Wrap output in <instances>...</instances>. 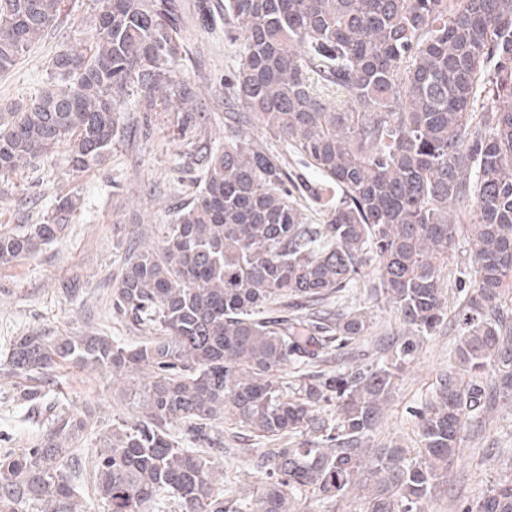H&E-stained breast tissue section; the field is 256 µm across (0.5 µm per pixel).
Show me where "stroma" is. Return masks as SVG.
Masks as SVG:
<instances>
[{"mask_svg": "<svg viewBox=\"0 0 512 512\" xmlns=\"http://www.w3.org/2000/svg\"><path fill=\"white\" fill-rule=\"evenodd\" d=\"M208 26L195 27L190 55L176 67L178 77L202 82L201 92L211 96V110L203 124L212 147L234 135L245 134L257 145L283 154L290 175L314 179L303 156L286 150L283 142L257 127H243L224 106L223 96H212L210 83L224 80L236 69L239 47L226 36L222 4ZM92 0H62L56 26L8 74H0V103L29 99L50 81L49 61L58 48L76 49L80 32L92 19ZM143 113L124 115L112 151L103 165L76 175L63 152L38 159L0 187V229L25 231L40 223L58 197L77 193L78 210L66 229L34 257L0 265V360L14 337L29 331L49 336L99 333L119 342L135 344L143 332L112 310L111 282L129 254L159 245L164 224L192 198L201 170L184 153L181 141H166L159 128L164 114L154 115V130H146ZM467 274L465 249L449 260L444 279L448 318L421 347L408 365L384 416L371 435L373 446L419 445L415 411L435 392L453 362L459 328L458 281ZM338 307L366 308L373 331L353 345L352 355L325 363L328 373L347 372L376 363V349L392 350L406 330L384 298L360 289L343 292ZM53 397L74 410L92 409L103 424L140 417L137 399L150 381L149 373L114 375L63 367L52 372ZM19 380L0 376V450L25 447L42 431L17 399ZM224 451L212 461L214 491L234 500H248L265 484V473L253 465L255 443L248 432L223 425L219 428ZM512 468V415L498 416L479 430L469 427L447 477L441 478L426 512H451L462 499H474L494 484L501 472Z\"/></svg>", "mask_w": 512, "mask_h": 512, "instance_id": "stroma-1", "label": "stroma"}]
</instances>
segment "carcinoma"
Here are the masks:
<instances>
[{"instance_id":"carcinoma-1","label":"carcinoma","mask_w":512,"mask_h":512,"mask_svg":"<svg viewBox=\"0 0 512 512\" xmlns=\"http://www.w3.org/2000/svg\"><path fill=\"white\" fill-rule=\"evenodd\" d=\"M96 3L83 50L56 51L49 85L0 108V182L62 145L73 173L100 165L134 95L148 117L173 114L202 154L203 179L163 225L159 250L127 258L112 284V309L147 340L32 331L14 338L0 374L24 379L20 396L40 411L60 366L153 369L141 418L112 425L93 451L90 478L108 512H295L307 493L320 506L348 496L366 468L376 481L360 512H422L469 423L512 406V0H224L227 36L240 43L228 89L249 124L319 175L301 182L326 210L318 226L289 200L279 157L242 134L216 150L194 135L201 91L175 74L189 54L183 0ZM59 4L0 0V74L56 24ZM76 210L67 194L42 223L1 232L0 263L34 256ZM462 239L471 271L458 370L418 411L415 456L370 450L420 339L447 315L440 285ZM372 264L375 293L410 336L374 366L306 374L283 391L282 368L368 334L365 312L325 301ZM278 300L293 314L263 316ZM174 423L208 444L221 423L307 438L254 449L268 483L232 505L213 491L207 456L168 433ZM92 427L90 411L61 408L28 447L0 452V512H88L73 485L81 453L68 443ZM455 512H512V473Z\"/></svg>"}]
</instances>
